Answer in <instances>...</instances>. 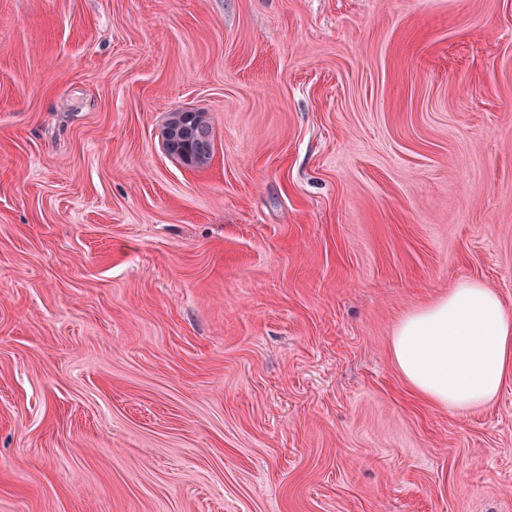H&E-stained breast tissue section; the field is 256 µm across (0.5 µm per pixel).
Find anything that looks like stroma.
Returning <instances> with one entry per match:
<instances>
[{"mask_svg": "<svg viewBox=\"0 0 512 512\" xmlns=\"http://www.w3.org/2000/svg\"><path fill=\"white\" fill-rule=\"evenodd\" d=\"M469 280L512 309V0H0V512H512V379L391 352ZM162 146L171 158L187 168L207 166L214 149L207 113L190 110L171 113L162 131Z\"/></svg>", "mask_w": 512, "mask_h": 512, "instance_id": "stroma-1", "label": "stroma"}]
</instances>
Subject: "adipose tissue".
<instances>
[{
  "label": "adipose tissue",
  "mask_w": 512,
  "mask_h": 512,
  "mask_svg": "<svg viewBox=\"0 0 512 512\" xmlns=\"http://www.w3.org/2000/svg\"><path fill=\"white\" fill-rule=\"evenodd\" d=\"M391 350L424 399L455 410L484 406L512 378V309L483 283L462 282L406 316Z\"/></svg>",
  "instance_id": "ef3b65f1"
}]
</instances>
